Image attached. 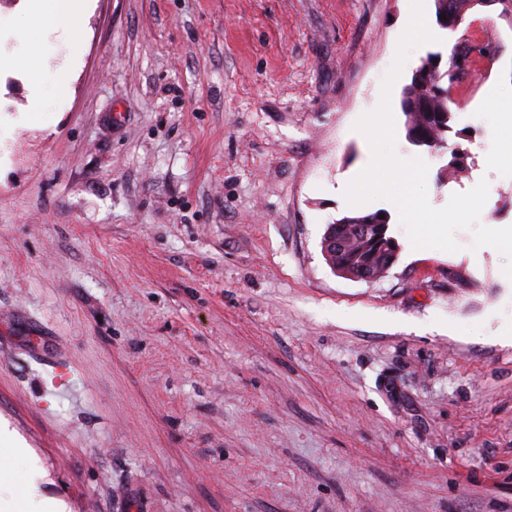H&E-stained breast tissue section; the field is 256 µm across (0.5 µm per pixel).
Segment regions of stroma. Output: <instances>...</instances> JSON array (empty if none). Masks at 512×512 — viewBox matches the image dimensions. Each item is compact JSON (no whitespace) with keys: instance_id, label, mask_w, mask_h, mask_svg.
Returning a JSON list of instances; mask_svg holds the SVG:
<instances>
[{"instance_id":"35a3bbf8","label":"stroma","mask_w":512,"mask_h":512,"mask_svg":"<svg viewBox=\"0 0 512 512\" xmlns=\"http://www.w3.org/2000/svg\"><path fill=\"white\" fill-rule=\"evenodd\" d=\"M51 38L72 93L25 122L0 69V476L64 512H512L504 256L412 249L385 199L352 207L407 0H76ZM503 46L459 98L469 178L411 144L402 90L460 39ZM512 23L470 11L393 86L397 155L428 201L487 181L512 226ZM384 211L400 252L334 274L329 224ZM383 259L381 264V269L378 271H374V269H368V268H357L355 269L354 274H344L341 272L334 263L330 261V266L332 270L339 274L344 275L349 278L355 279V280H361V281H374L379 278H381L389 269L392 268V266L395 264L398 258L399 253V247L397 246L395 240L391 239L390 242H388L386 245L383 246Z\"/></svg>"}]
</instances>
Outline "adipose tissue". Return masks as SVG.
Wrapping results in <instances>:
<instances>
[{"instance_id": "1", "label": "adipose tissue", "mask_w": 512, "mask_h": 512, "mask_svg": "<svg viewBox=\"0 0 512 512\" xmlns=\"http://www.w3.org/2000/svg\"><path fill=\"white\" fill-rule=\"evenodd\" d=\"M31 23L16 34L13 54L15 65L26 68L31 76L30 109L46 111L48 106L63 107L71 95V74L67 66H50L52 54L49 36L61 25L79 31L81 18L72 0H31Z\"/></svg>"}]
</instances>
